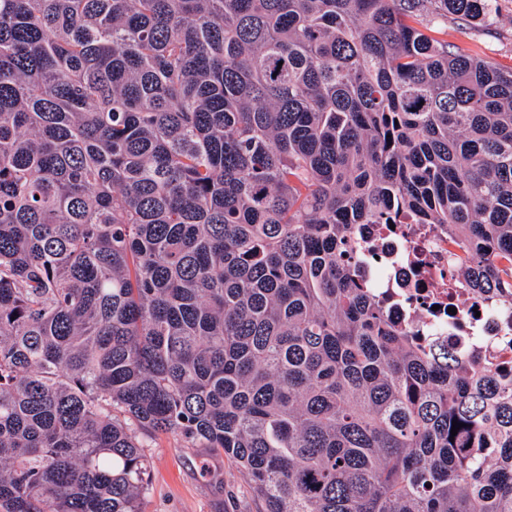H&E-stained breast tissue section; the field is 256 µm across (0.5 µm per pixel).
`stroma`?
<instances>
[{"label": "stroma", "mask_w": 512, "mask_h": 512, "mask_svg": "<svg viewBox=\"0 0 512 512\" xmlns=\"http://www.w3.org/2000/svg\"><path fill=\"white\" fill-rule=\"evenodd\" d=\"M436 39L512 68V0H496L493 18L472 24L449 18ZM149 491L141 512H264L243 474L224 455L190 448L163 434L149 442Z\"/></svg>", "instance_id": "obj_1"}]
</instances>
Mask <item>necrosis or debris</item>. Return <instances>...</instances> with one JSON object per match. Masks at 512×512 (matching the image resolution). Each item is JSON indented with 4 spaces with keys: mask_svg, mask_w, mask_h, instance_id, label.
Wrapping results in <instances>:
<instances>
[{
    "mask_svg": "<svg viewBox=\"0 0 512 512\" xmlns=\"http://www.w3.org/2000/svg\"><path fill=\"white\" fill-rule=\"evenodd\" d=\"M365 284L421 340L451 344L479 365L512 367V305L469 301L443 224H367L358 235Z\"/></svg>",
    "mask_w": 512,
    "mask_h": 512,
    "instance_id": "necrosis-or-debris-1",
    "label": "necrosis or debris"
}]
</instances>
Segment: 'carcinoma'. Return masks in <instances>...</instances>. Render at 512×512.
I'll list each match as a JSON object with an SVG mask.
<instances>
[{
    "instance_id": "carcinoma-1",
    "label": "carcinoma",
    "mask_w": 512,
    "mask_h": 512,
    "mask_svg": "<svg viewBox=\"0 0 512 512\" xmlns=\"http://www.w3.org/2000/svg\"><path fill=\"white\" fill-rule=\"evenodd\" d=\"M492 10L0 0V512H141L161 434L266 512H512V372L354 262L446 224L512 302V70L430 36Z\"/></svg>"
}]
</instances>
